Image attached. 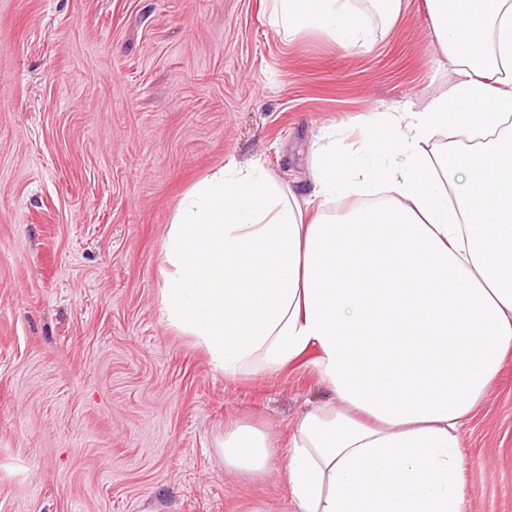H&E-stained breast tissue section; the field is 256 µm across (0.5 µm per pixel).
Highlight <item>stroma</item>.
<instances>
[{"label": "stroma", "mask_w": 512, "mask_h": 512, "mask_svg": "<svg viewBox=\"0 0 512 512\" xmlns=\"http://www.w3.org/2000/svg\"><path fill=\"white\" fill-rule=\"evenodd\" d=\"M367 45L282 39L272 0H0V512H292L280 464L224 467L226 427L287 447L310 367L227 379L157 308L184 194L260 161L300 195L313 150L459 79L425 0H369ZM467 512H512V358L462 435Z\"/></svg>", "instance_id": "stroma-1"}]
</instances>
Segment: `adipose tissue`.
Wrapping results in <instances>:
<instances>
[{
    "mask_svg": "<svg viewBox=\"0 0 512 512\" xmlns=\"http://www.w3.org/2000/svg\"><path fill=\"white\" fill-rule=\"evenodd\" d=\"M274 2L286 40H369L352 0ZM426 4L462 78L421 111L362 122L359 154L386 165L319 153L305 198L228 163L185 194L162 244L160 316L216 371L304 361L333 394L288 450L247 423L220 444L239 473L282 464L294 512H465L461 431L512 355V0ZM448 130L471 147L428 158Z\"/></svg>",
    "mask_w": 512,
    "mask_h": 512,
    "instance_id": "1",
    "label": "adipose tissue"
}]
</instances>
